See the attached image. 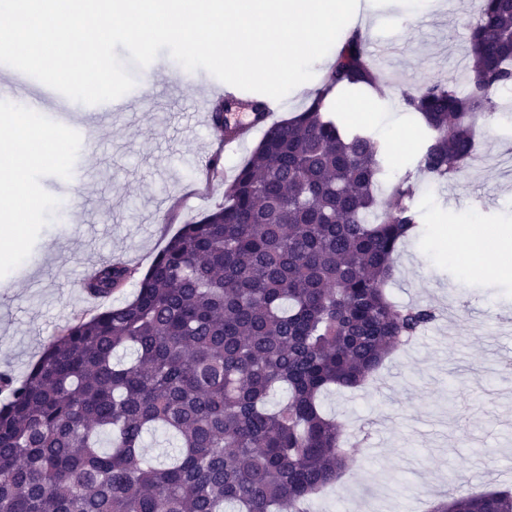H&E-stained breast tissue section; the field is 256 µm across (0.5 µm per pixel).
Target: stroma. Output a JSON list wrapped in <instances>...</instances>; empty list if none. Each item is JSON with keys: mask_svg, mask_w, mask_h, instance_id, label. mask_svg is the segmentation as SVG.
<instances>
[{"mask_svg": "<svg viewBox=\"0 0 512 512\" xmlns=\"http://www.w3.org/2000/svg\"><path fill=\"white\" fill-rule=\"evenodd\" d=\"M475 0H361L355 21L366 39L376 88L334 98L353 123L386 147L398 118L413 133L398 166L387 167L379 198L415 172L423 131L405 92L434 82L466 92L469 26ZM137 111L98 126L92 148L67 142L66 157L38 164L25 182L43 206L29 221L19 258L0 256V372L22 378L58 328L87 314L82 283L102 260L146 272L174 232L224 201L254 143L227 157L226 174L194 194L199 157L214 150L211 128L193 119L199 84H182V67L161 49ZM492 118L476 125L479 159L455 179L419 175V230L395 255L391 286L402 304H427L442 316L394 351L368 384L332 391L326 414L359 443L343 476L325 489L335 512H428L448 488L458 493L512 490V276L462 273L448 248V227L512 230V155L500 128L512 117V89L494 94Z\"/></svg>", "mask_w": 512, "mask_h": 512, "instance_id": "stroma-1", "label": "stroma"}]
</instances>
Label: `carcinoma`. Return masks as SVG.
<instances>
[{
	"label": "carcinoma",
	"instance_id": "1",
	"mask_svg": "<svg viewBox=\"0 0 512 512\" xmlns=\"http://www.w3.org/2000/svg\"><path fill=\"white\" fill-rule=\"evenodd\" d=\"M470 90L416 87L418 170L475 159L473 127L512 85V0H481ZM365 40L344 39L324 90L266 131L224 189L148 270L101 263L84 291L133 297L62 328L26 376L0 373V512H305L336 482L347 440L320 408L362 386L438 318L388 294L417 229L413 175L384 204L386 147L332 111L337 88L375 86ZM154 432L165 460L144 453ZM431 512H512V491L448 494Z\"/></svg>",
	"mask_w": 512,
	"mask_h": 512
}]
</instances>
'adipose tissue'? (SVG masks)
<instances>
[{
    "mask_svg": "<svg viewBox=\"0 0 512 512\" xmlns=\"http://www.w3.org/2000/svg\"><path fill=\"white\" fill-rule=\"evenodd\" d=\"M0 123L12 128L10 136L0 137V252L9 256L21 243L28 217L41 207L40 200L25 189L22 171L42 162L45 148L62 144L63 137L43 127L37 113L30 111L19 119L6 105L0 107ZM448 237L461 261H481L484 253H495V262L486 265L481 261L479 270L484 275L494 276L512 267V233L486 234L471 228H452Z\"/></svg>",
    "mask_w": 512,
    "mask_h": 512,
    "instance_id": "obj_1",
    "label": "adipose tissue"
}]
</instances>
